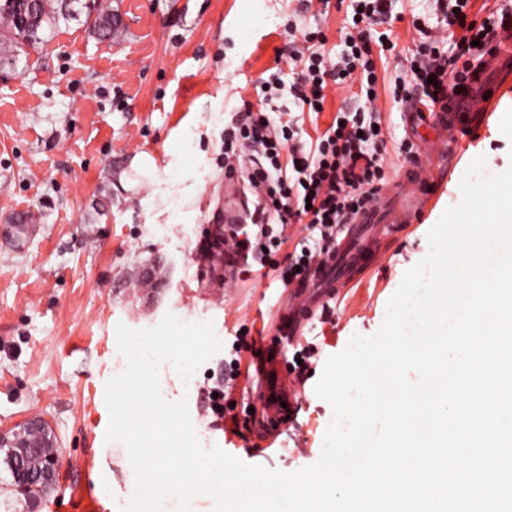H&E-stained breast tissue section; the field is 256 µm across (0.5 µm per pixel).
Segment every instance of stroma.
Wrapping results in <instances>:
<instances>
[{
  "label": "stroma",
  "instance_id": "1",
  "mask_svg": "<svg viewBox=\"0 0 512 512\" xmlns=\"http://www.w3.org/2000/svg\"><path fill=\"white\" fill-rule=\"evenodd\" d=\"M121 26L111 41L87 23L85 0H69L46 40L16 66L0 67V225L26 222L21 243L0 241V426L47 419L63 463L57 489L33 508L18 503L0 461V512H119L135 492L123 445L105 440L106 382L123 369L116 326H157L166 313L212 321L224 347L195 374L192 391L171 365L161 368L170 401L187 398L204 446L251 465L293 472L315 463L333 419L315 393L325 363L354 334L381 326L404 273L429 252L427 233L460 199L459 183L477 156L492 172L512 164V73L493 85L488 118L410 227L388 242L377 265L335 307L333 321L313 320L303 345L315 347L288 382L299 396L273 441L261 443L249 414L274 378L257 374L273 341L270 328L288 290L261 272L215 277L202 247L224 221V127L256 84L274 71L295 30L322 29L331 56L344 43L336 7L298 0H102ZM397 45L378 64V106L387 134L385 171L397 182L398 147L409 132L405 107L391 90L400 63L419 38L414 22L437 25L433 0H393ZM255 342L241 347L252 372L224 387L239 326ZM226 391L236 432L215 419L210 396ZM111 472L112 493L95 479Z\"/></svg>",
  "mask_w": 512,
  "mask_h": 512
}]
</instances>
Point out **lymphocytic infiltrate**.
<instances>
[{"label": "lymphocytic infiltrate", "instance_id": "f902f5d3", "mask_svg": "<svg viewBox=\"0 0 512 512\" xmlns=\"http://www.w3.org/2000/svg\"><path fill=\"white\" fill-rule=\"evenodd\" d=\"M389 0H351L352 29L345 49L332 60L323 31L303 34L305 50L289 49L288 59L298 69L291 85L270 75L259 85L262 108L239 113L224 129L225 175L245 172L246 195L254 212L250 223L224 230V255L254 253L261 268L279 271L284 286L304 284L326 250L335 245L342 227L364 210L385 178L384 132L377 107L375 52H390L395 44L387 32H376L388 12ZM450 34L442 39L424 24H416L420 40L410 54L406 80L396 83L392 98H418L424 110L446 108L449 98L465 93L475 77L472 62L479 47L491 44L497 28L512 24V15L472 18L471 0H437ZM455 58H448L446 43ZM357 87L358 107L337 112L325 130L301 140L298 119L280 109L265 108L289 93L297 109L311 114L324 110L329 91ZM302 225L304 233L289 242L288 225ZM293 249L287 263L277 258L285 243Z\"/></svg>", "mask_w": 512, "mask_h": 512}]
</instances>
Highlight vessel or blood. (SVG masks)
I'll return each instance as SVG.
<instances>
[{
  "mask_svg": "<svg viewBox=\"0 0 512 512\" xmlns=\"http://www.w3.org/2000/svg\"><path fill=\"white\" fill-rule=\"evenodd\" d=\"M490 100L479 88L455 98L448 111L431 117L430 113H408L411 135L420 128L431 129L433 138L424 139V149L417 164L406 172L399 190L392 196H379L368 209L357 214L344 237L325 255L322 268L312 288L293 290L288 305L278 316L288 327L289 338H297L318 309L332 299H341L370 270L387 240L403 232L413 214L425 206L429 197L446 175L447 162L462 147L461 135L471 125L482 123ZM288 399L281 388L264 399L261 412L268 428L281 422Z\"/></svg>",
  "mask_w": 512,
  "mask_h": 512,
  "instance_id": "b4317fda",
  "label": "vessel or blood"
}]
</instances>
